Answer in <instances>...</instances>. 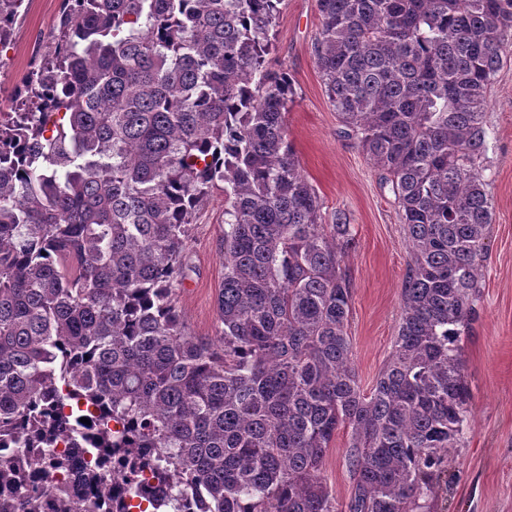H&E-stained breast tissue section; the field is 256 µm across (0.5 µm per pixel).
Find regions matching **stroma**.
Wrapping results in <instances>:
<instances>
[{
  "instance_id": "obj_1",
  "label": "stroma",
  "mask_w": 512,
  "mask_h": 512,
  "mask_svg": "<svg viewBox=\"0 0 512 512\" xmlns=\"http://www.w3.org/2000/svg\"><path fill=\"white\" fill-rule=\"evenodd\" d=\"M61 0H25L10 40L0 44V113L14 111L19 79L40 59L58 32ZM321 20L316 0H281L268 55L273 70L286 71L295 98L286 131L300 170L315 188L326 216L347 214L355 238L341 268L351 283L347 332L353 366L370 391L394 347L402 312L401 286L409 245L390 187L353 140L340 132L314 58ZM484 178L492 203L489 252L482 267L477 318L463 334L465 374L472 418L448 459V491L432 512H512V44L488 94ZM224 193L204 200L187 243L186 277L177 303L192 335L216 334V297L224 278ZM347 431L327 450L323 476L339 512L353 480L345 462Z\"/></svg>"
}]
</instances>
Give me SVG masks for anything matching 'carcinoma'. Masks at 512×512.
Returning <instances> with one entry per match:
<instances>
[{
	"mask_svg": "<svg viewBox=\"0 0 512 512\" xmlns=\"http://www.w3.org/2000/svg\"><path fill=\"white\" fill-rule=\"evenodd\" d=\"M23 2L0 0V42ZM279 3L62 0L0 121V512H338L322 470L342 428L348 512H429L443 489L470 416L461 329L493 219L477 160L512 0H316L341 134L391 186L410 248L368 395L351 224L326 223L287 139L293 82L266 67ZM220 182L209 338L174 288Z\"/></svg>",
	"mask_w": 512,
	"mask_h": 512,
	"instance_id": "carcinoma-1",
	"label": "carcinoma"
}]
</instances>
